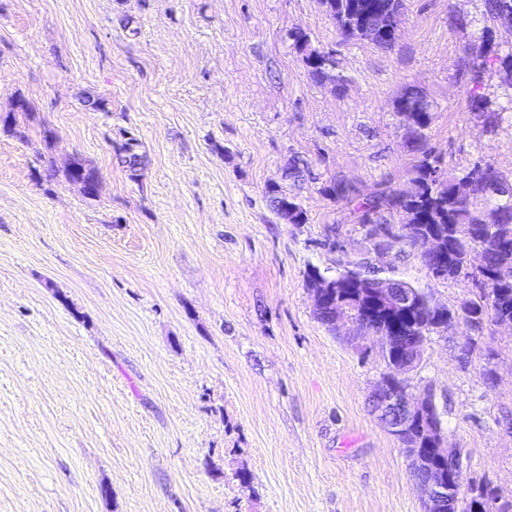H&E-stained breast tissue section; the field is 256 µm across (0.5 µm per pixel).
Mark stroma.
Returning <instances> with one entry per match:
<instances>
[{
  "label": "stroma",
  "instance_id": "1",
  "mask_svg": "<svg viewBox=\"0 0 512 512\" xmlns=\"http://www.w3.org/2000/svg\"><path fill=\"white\" fill-rule=\"evenodd\" d=\"M483 26L482 0H407L383 50L340 42L320 0H0V512H425L369 404L379 344L328 330L305 273L370 249L320 181H408L405 85L433 103L449 169L512 175V114L485 130L457 66ZM296 29L335 52L343 89L310 79ZM129 137L134 178L114 153ZM295 155L318 182L287 178ZM271 184L307 223L276 219ZM378 267L451 308L473 291L410 247ZM474 335L429 336L404 383L432 395L464 481L511 499L512 326L490 358Z\"/></svg>",
  "mask_w": 512,
  "mask_h": 512
}]
</instances>
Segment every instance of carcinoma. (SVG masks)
Masks as SVG:
<instances>
[{"instance_id":"carcinoma-1","label":"carcinoma","mask_w":512,"mask_h":512,"mask_svg":"<svg viewBox=\"0 0 512 512\" xmlns=\"http://www.w3.org/2000/svg\"><path fill=\"white\" fill-rule=\"evenodd\" d=\"M328 16L336 27L340 42L368 40L377 47L391 50L397 42V33L405 16V0H322ZM483 19L489 23L477 41L466 43L460 56L462 69L470 76L467 107L479 115L486 127L493 129L502 120L505 107L497 105V98L482 91L484 74L496 68L512 76V50L503 51L495 45L490 26H512V0H483ZM293 48L302 55L308 74L316 81H327L337 87L345 79L336 73L334 51H320L312 47L307 33L292 30L288 33ZM396 110L409 121L411 132L408 143L417 153L411 169L409 186H393L385 181L376 190L363 197L357 188L343 180L330 178L321 188L323 194L349 207L355 223L373 241L376 229L393 228L394 246L406 245L405 236L394 224V216L401 213L412 217L419 233L435 232L448 243V262L441 266L435 260L420 256L429 275L438 280H455L469 276V254L479 250L485 253L486 265L482 271L485 283L473 296L464 300L461 309H447L448 319L458 318L481 336L492 335V327L501 317L512 319V283L500 284L493 279L494 272L504 264L512 265V194H501L494 183L508 180L487 160L459 172L444 168L441 157L428 147L426 130L433 121V104L419 88L408 85L396 99ZM140 144L131 137L116 147L120 164L131 176L143 164ZM271 210L287 224L307 223V214L297 197L289 196L280 186L271 184L265 191ZM340 300L348 316L371 330L394 328L396 341L383 356L386 366L398 364L406 354L402 339L408 336H429L432 331L424 325V318L416 313L384 315L367 312L350 297V289H340ZM486 487V495L466 504L464 512H500L497 501L503 498L499 488L487 480L479 481Z\"/></svg>"}]
</instances>
